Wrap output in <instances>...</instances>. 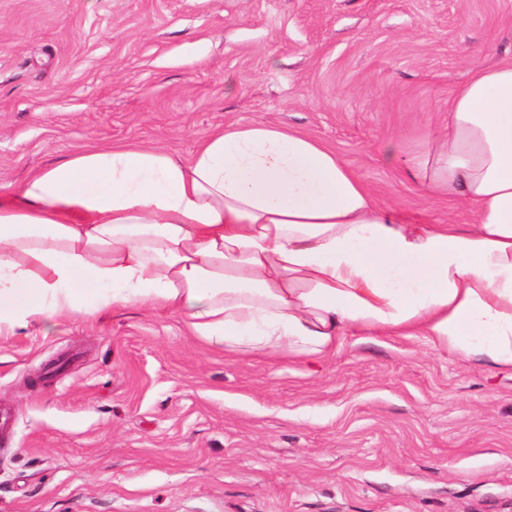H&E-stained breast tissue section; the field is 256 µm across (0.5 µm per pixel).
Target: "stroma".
Masks as SVG:
<instances>
[{
    "label": "stroma",
    "mask_w": 512,
    "mask_h": 512,
    "mask_svg": "<svg viewBox=\"0 0 512 512\" xmlns=\"http://www.w3.org/2000/svg\"><path fill=\"white\" fill-rule=\"evenodd\" d=\"M509 58L512 0H0V196L89 145L274 122L465 224L405 171ZM0 408V512H512V370L420 338L242 357L140 306L55 317L0 335Z\"/></svg>",
    "instance_id": "obj_1"
}]
</instances>
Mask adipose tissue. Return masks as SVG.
Instances as JSON below:
<instances>
[{"mask_svg":"<svg viewBox=\"0 0 512 512\" xmlns=\"http://www.w3.org/2000/svg\"><path fill=\"white\" fill-rule=\"evenodd\" d=\"M408 175L468 224L380 199L335 151L228 123L189 160L90 146L0 199V334L140 305L240 356L419 336L512 369V62L475 67Z\"/></svg>","mask_w":512,"mask_h":512,"instance_id":"ef3b65f1","label":"adipose tissue"}]
</instances>
